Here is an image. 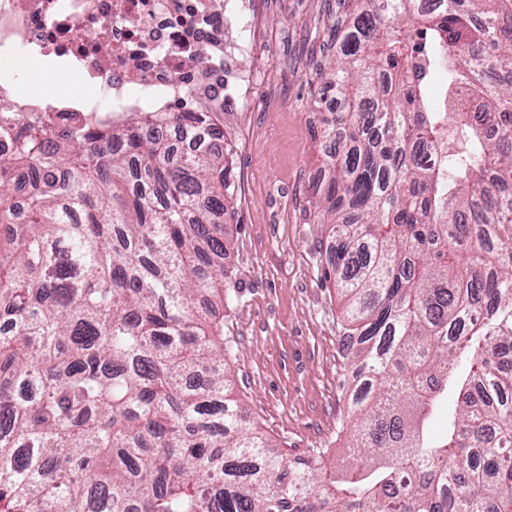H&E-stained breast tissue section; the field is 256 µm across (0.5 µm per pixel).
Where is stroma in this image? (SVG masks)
<instances>
[{
    "instance_id": "1",
    "label": "stroma",
    "mask_w": 512,
    "mask_h": 512,
    "mask_svg": "<svg viewBox=\"0 0 512 512\" xmlns=\"http://www.w3.org/2000/svg\"><path fill=\"white\" fill-rule=\"evenodd\" d=\"M356 0H288L264 12L270 37L243 59L257 72L291 69L273 79L256 112H228L234 141L235 204L224 218L231 246L224 264L238 301L224 312L233 339L227 371L235 396L267 439L270 454L291 463L321 455L333 464L347 442L350 385L357 363L343 351L344 307L324 280L336 240L312 207L325 145L320 70L336 56L328 14L344 18Z\"/></svg>"
}]
</instances>
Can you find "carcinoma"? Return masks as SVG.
Returning a JSON list of instances; mask_svg holds the SVG:
<instances>
[{
	"mask_svg": "<svg viewBox=\"0 0 512 512\" xmlns=\"http://www.w3.org/2000/svg\"><path fill=\"white\" fill-rule=\"evenodd\" d=\"M336 42L342 464L267 455L230 397L224 113L76 126L0 99V512H512V0H362Z\"/></svg>",
	"mask_w": 512,
	"mask_h": 512,
	"instance_id": "obj_1",
	"label": "carcinoma"
}]
</instances>
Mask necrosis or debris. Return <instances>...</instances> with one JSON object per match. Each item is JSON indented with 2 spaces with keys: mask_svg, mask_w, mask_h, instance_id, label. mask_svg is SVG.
<instances>
[{
  "mask_svg": "<svg viewBox=\"0 0 512 512\" xmlns=\"http://www.w3.org/2000/svg\"><path fill=\"white\" fill-rule=\"evenodd\" d=\"M260 0H0V59L35 58L77 79L59 98L0 83L15 112H81L122 124L131 112H190L198 100L248 111Z\"/></svg>",
  "mask_w": 512,
  "mask_h": 512,
  "instance_id": "4bbe7bcc",
  "label": "necrosis or debris"
}]
</instances>
